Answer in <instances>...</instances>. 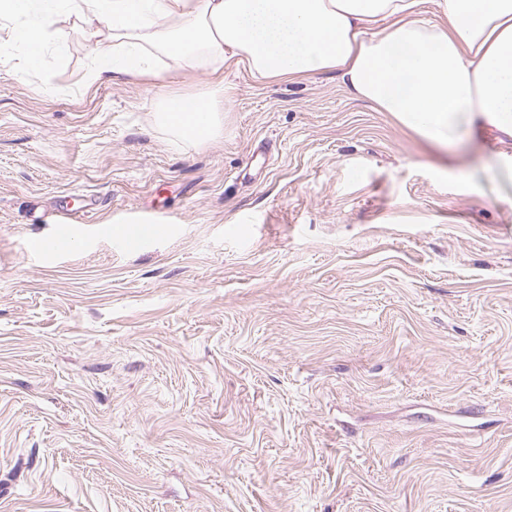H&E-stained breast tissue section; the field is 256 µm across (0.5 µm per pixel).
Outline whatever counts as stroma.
<instances>
[{
	"mask_svg": "<svg viewBox=\"0 0 512 512\" xmlns=\"http://www.w3.org/2000/svg\"><path fill=\"white\" fill-rule=\"evenodd\" d=\"M62 24L0 50V512H512V145L243 66L178 144L156 93L208 75L88 84L107 30ZM153 218H159L156 216H132L123 220L113 221V224H136L132 228H115L112 230V220L106 224H110L104 227V233L107 237L112 239V235H116L117 241L128 250H135L152 234L153 223L157 221ZM73 229L74 224L60 222L55 224L52 233L47 238L30 243V251L37 256L66 251L72 243Z\"/></svg>",
	"mask_w": 512,
	"mask_h": 512,
	"instance_id": "1",
	"label": "stroma"
}]
</instances>
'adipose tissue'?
<instances>
[{
    "label": "adipose tissue",
    "instance_id": "1",
    "mask_svg": "<svg viewBox=\"0 0 512 512\" xmlns=\"http://www.w3.org/2000/svg\"><path fill=\"white\" fill-rule=\"evenodd\" d=\"M0 0L13 20L8 51L40 69L62 9L109 32L87 72L94 84L201 66L206 94L163 91L159 124L175 141L206 144L221 132L224 70L260 81L338 71L352 99L389 112L428 143L454 145L473 126L512 137V0Z\"/></svg>",
    "mask_w": 512,
    "mask_h": 512
}]
</instances>
